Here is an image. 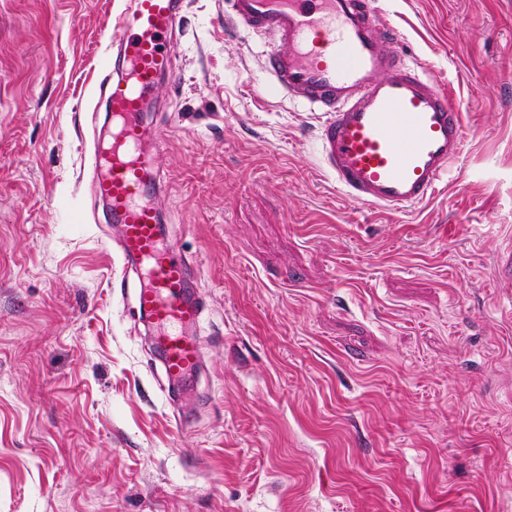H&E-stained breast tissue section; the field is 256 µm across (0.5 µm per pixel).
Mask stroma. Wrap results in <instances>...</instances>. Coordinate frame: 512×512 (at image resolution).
Listing matches in <instances>:
<instances>
[{"label": "stroma", "instance_id": "1", "mask_svg": "<svg viewBox=\"0 0 512 512\" xmlns=\"http://www.w3.org/2000/svg\"><path fill=\"white\" fill-rule=\"evenodd\" d=\"M466 142L346 198L267 48L183 0L145 122L203 366L173 389L93 187L125 0H0V512H512V0H372Z\"/></svg>", "mask_w": 512, "mask_h": 512}]
</instances>
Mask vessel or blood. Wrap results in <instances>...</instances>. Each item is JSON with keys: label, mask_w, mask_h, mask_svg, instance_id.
I'll list each match as a JSON object with an SVG mask.
<instances>
[{"label": "vessel or blood", "mask_w": 512, "mask_h": 512, "mask_svg": "<svg viewBox=\"0 0 512 512\" xmlns=\"http://www.w3.org/2000/svg\"><path fill=\"white\" fill-rule=\"evenodd\" d=\"M181 2L132 0L121 13L113 32L121 51L101 63L112 73V139L94 155L96 192L120 226L123 257L140 263L136 300L174 380L201 366V346L188 331L200 323L205 302L188 294L190 266L161 236L142 115L171 70L167 40ZM227 22L266 39L274 88L321 114L324 162L346 195L385 210L413 208L452 174L464 148L462 114L422 66L400 58L396 31L367 0H230Z\"/></svg>", "instance_id": "obj_1"}]
</instances>
